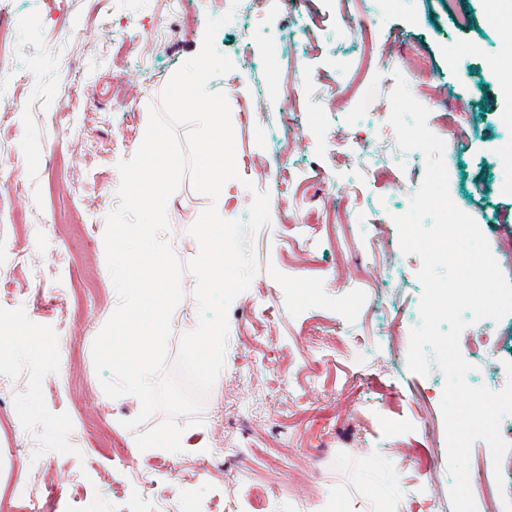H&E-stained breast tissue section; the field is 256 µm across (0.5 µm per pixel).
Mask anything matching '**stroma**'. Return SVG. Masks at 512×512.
Listing matches in <instances>:
<instances>
[{"label": "stroma", "mask_w": 512, "mask_h": 512, "mask_svg": "<svg viewBox=\"0 0 512 512\" xmlns=\"http://www.w3.org/2000/svg\"><path fill=\"white\" fill-rule=\"evenodd\" d=\"M0 0L1 61L24 76L0 86V512L24 470L49 469L43 512H452L440 401L445 378L407 365L420 323L422 262L403 253L394 216L421 186L426 159L401 151L388 118L404 76L445 142L449 193L488 239L512 280V63L500 34L512 0ZM233 11L216 34L233 70L212 78L230 106L239 179L224 217L244 221L254 193L271 222L252 237L257 272L228 311L224 387L199 424L175 415L205 454L157 453L120 465L140 405L108 398L92 344L112 314L104 246L119 162L173 73L202 46L207 17ZM367 23L365 60L356 26ZM249 48L254 65L241 64ZM289 126H282V115ZM288 147L277 150L278 139ZM316 184L317 196L306 187ZM210 204L182 178L167 202L174 254ZM349 229L333 248L331 212ZM197 284L183 270L167 345L198 322ZM497 341L472 353V386L502 389L512 362V313L469 324ZM272 364H262L265 353ZM153 485L152 498L142 496Z\"/></svg>", "instance_id": "stroma-1"}]
</instances>
